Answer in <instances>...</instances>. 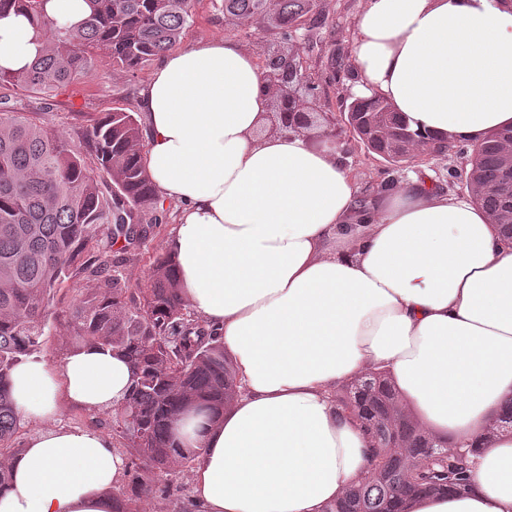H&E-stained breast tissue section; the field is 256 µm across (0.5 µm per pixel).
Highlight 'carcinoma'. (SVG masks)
<instances>
[{
    "instance_id": "obj_1",
    "label": "carcinoma",
    "mask_w": 512,
    "mask_h": 512,
    "mask_svg": "<svg viewBox=\"0 0 512 512\" xmlns=\"http://www.w3.org/2000/svg\"><path fill=\"white\" fill-rule=\"evenodd\" d=\"M48 0H0L36 23L42 54L19 74H0V104L19 91L50 98L97 60L133 72L165 55L192 18V0H87L90 12L71 26L45 12ZM224 18L255 25L265 42L297 39L316 0H220ZM344 111L386 114L396 129L406 121L378 98H354ZM142 130L131 112L116 109L67 137L39 112H0V488L21 452L22 427L10 391L12 370L38 349L54 293L65 282L90 291L69 316L72 342L90 341L121 353L133 385L115 410L114 448L133 473L134 493L116 494V512H145L167 495L157 473L190 468L196 452L179 447L174 425L190 405L215 415L236 386L222 337L190 308L177 285L170 254L153 258L146 285L133 288L120 268L141 250L164 208L143 162ZM512 126L474 145L469 186L499 232L512 238V190L504 192L500 155ZM110 244L101 246L100 231ZM375 413H357L375 445L369 471L326 512H402L424 493L467 487L472 451L451 447L402 410L386 375L369 374Z\"/></svg>"
}]
</instances>
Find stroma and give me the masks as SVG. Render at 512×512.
<instances>
[{"label":"stroma","mask_w":512,"mask_h":512,"mask_svg":"<svg viewBox=\"0 0 512 512\" xmlns=\"http://www.w3.org/2000/svg\"><path fill=\"white\" fill-rule=\"evenodd\" d=\"M361 6L362 0H317V8L324 22L313 31L316 39L314 50L304 55L305 65L317 83L313 96L317 111L332 115L341 112L342 103L351 91V46ZM212 39H229L256 52L260 51L263 41L261 32L225 22L215 0H193V22L185 30L179 46L184 49ZM159 64V59L155 58L136 71L127 73L113 70L107 63H99L59 92L45 117L71 136L88 121L102 118L112 110L140 113V93ZM471 150V145L461 143L456 153L448 157L410 161L397 167L363 145L352 143L348 145L344 158L351 174L364 186L389 180L399 186L409 183L413 174L425 172L432 182L442 184L445 193L467 196L471 189L458 172ZM164 208L167 222L155 228L151 235L147 243L148 256L137 257L124 267L130 284L145 282L150 275L149 255L166 251L165 241L173 225L178 222L180 206L168 199L164 202ZM83 298V293L66 286L55 295L50 309L51 319L41 338L37 355L38 360L43 361L49 369H56L71 348L68 314Z\"/></svg>","instance_id":"stroma-1"}]
</instances>
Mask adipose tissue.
<instances>
[{
	"mask_svg": "<svg viewBox=\"0 0 512 512\" xmlns=\"http://www.w3.org/2000/svg\"><path fill=\"white\" fill-rule=\"evenodd\" d=\"M44 47L22 12L0 14V71ZM352 90L384 99L427 137L475 144L512 124V0H363ZM271 89L253 51L215 39L168 53L142 93L148 175L181 202L167 242L191 308L224 341L240 382L219 417L175 426L198 451L200 512H326L370 466L337 384L387 370L436 438L477 451L470 486L406 512H512V240L470 198L417 181L357 206L336 145L268 130ZM116 352L71 350L57 371L21 363L25 419L59 401L110 411L131 386ZM124 460L92 427L30 435L0 512H115Z\"/></svg>",
	"mask_w": 512,
	"mask_h": 512,
	"instance_id": "ef3b65f1",
	"label": "adipose tissue"
}]
</instances>
